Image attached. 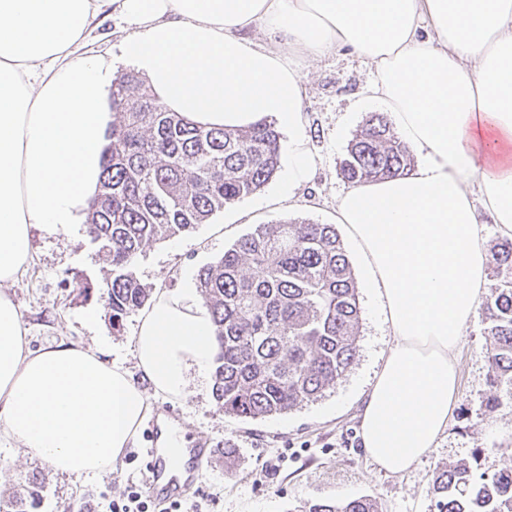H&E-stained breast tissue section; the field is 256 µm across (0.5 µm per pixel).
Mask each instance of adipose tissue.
Returning a JSON list of instances; mask_svg holds the SVG:
<instances>
[{
	"instance_id": "1",
	"label": "adipose tissue",
	"mask_w": 512,
	"mask_h": 512,
	"mask_svg": "<svg viewBox=\"0 0 512 512\" xmlns=\"http://www.w3.org/2000/svg\"><path fill=\"white\" fill-rule=\"evenodd\" d=\"M105 14L131 26L121 56L159 100L211 127L297 128L287 55L350 49L374 64V99L423 161L349 190L336 221L391 336L360 442L380 470L409 471L458 398L454 355L487 281L481 214L512 236V0H0V437L77 478L134 442L147 390L185 396L217 353L195 292L157 293L135 338L145 390L99 350L31 349L3 290L31 259V226L67 229L96 188L115 69L81 49ZM257 26L276 49L248 38Z\"/></svg>"
}]
</instances>
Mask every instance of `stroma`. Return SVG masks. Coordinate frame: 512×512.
<instances>
[{"instance_id":"35a3bbf8","label":"stroma","mask_w":512,"mask_h":512,"mask_svg":"<svg viewBox=\"0 0 512 512\" xmlns=\"http://www.w3.org/2000/svg\"><path fill=\"white\" fill-rule=\"evenodd\" d=\"M122 24L105 18L92 31L87 52L112 62L116 73L131 71L121 58ZM296 67L305 96L303 135L312 157L307 180L285 192L287 167L256 194L216 212L192 232L147 247L135 274L152 291L196 288L198 270L214 262L226 247L255 225L279 219L331 224L336 204L349 185L339 164L353 135L381 103L370 96L376 79L372 63L339 50L322 58H300ZM346 253L357 282L362 324L358 354L349 371L322 397L280 415L244 420L219 411L211 379H195L187 396L168 400L149 396L151 409L162 407L179 418V436L201 441L211 450L197 484L167 512H302L317 500L336 502L367 496L379 512H433L432 484L439 467L478 456L479 471L493 474L512 467V393L494 383L486 354L488 322L476 311L455 352L458 402L448 429L410 471L389 475L364 454L357 431L359 415L375 371L391 338L376 307L353 244ZM32 259L9 284L32 347L64 340L103 351L120 363L134 382L143 376L135 358L139 313L116 331L105 309L101 287L109 264L92 243L85 224L54 231L31 229ZM148 430H141L112 468L74 478L13 443L0 444V512L9 495L28 477L40 486L36 512H62L65 505L91 504L109 512L127 490H143L149 458Z\"/></svg>"}]
</instances>
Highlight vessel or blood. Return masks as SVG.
Returning a JSON list of instances; mask_svg holds the SVG:
<instances>
[{"instance_id":"vessel-or-blood-1","label":"vessel or blood","mask_w":512,"mask_h":512,"mask_svg":"<svg viewBox=\"0 0 512 512\" xmlns=\"http://www.w3.org/2000/svg\"><path fill=\"white\" fill-rule=\"evenodd\" d=\"M151 430L153 446L149 450L151 462L145 485L151 497L169 502L179 498L187 487L196 482L209 451L196 445L186 446L183 450L186 463L178 474H171L167 466L166 440L172 430V422L168 419L152 420Z\"/></svg>"}]
</instances>
